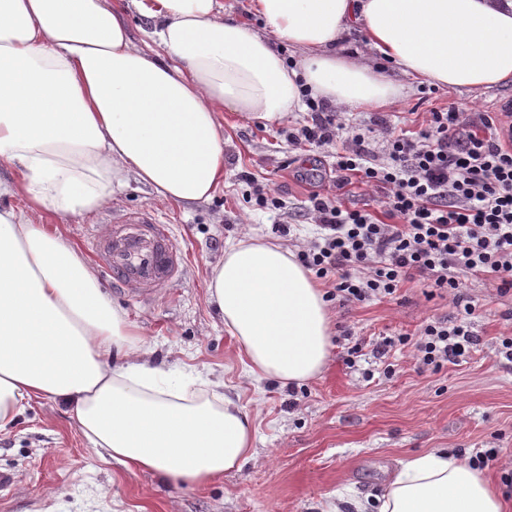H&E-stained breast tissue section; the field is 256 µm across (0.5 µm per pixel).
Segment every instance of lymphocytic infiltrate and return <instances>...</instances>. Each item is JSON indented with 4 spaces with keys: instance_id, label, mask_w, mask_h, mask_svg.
I'll return each instance as SVG.
<instances>
[{
    "instance_id": "f902f5d3",
    "label": "lymphocytic infiltrate",
    "mask_w": 512,
    "mask_h": 512,
    "mask_svg": "<svg viewBox=\"0 0 512 512\" xmlns=\"http://www.w3.org/2000/svg\"><path fill=\"white\" fill-rule=\"evenodd\" d=\"M306 105L309 118L288 132L289 144H342L337 188L361 178L382 193L389 220L312 194L309 210L323 235L302 251L301 262L319 277L335 276L345 302L395 294L415 276L452 294L455 322L434 319L415 335L383 338L378 353L411 347L431 370L467 358L481 343L471 329L479 305L462 297L461 273L494 275L501 293L512 291V145L504 142L502 119L452 106L409 135L380 114L349 126L323 102L310 98Z\"/></svg>"
}]
</instances>
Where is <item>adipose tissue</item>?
Listing matches in <instances>:
<instances>
[{
  "label": "adipose tissue",
  "mask_w": 512,
  "mask_h": 512,
  "mask_svg": "<svg viewBox=\"0 0 512 512\" xmlns=\"http://www.w3.org/2000/svg\"><path fill=\"white\" fill-rule=\"evenodd\" d=\"M254 4L260 30L222 0H0V431L48 399L128 469L188 486L240 470L254 455L249 412L142 359L124 309L36 216L97 212L132 179L178 204L207 200L224 179L220 113L274 122L304 111L306 90L341 110L389 107L407 87L388 62L451 90L512 83V0ZM131 9L150 19L152 49L133 40ZM355 30L370 53L343 54ZM207 290L250 379L322 373L331 316L291 250L244 236ZM503 509L479 470L436 448L404 460L375 498L340 495L321 512Z\"/></svg>",
  "instance_id": "ef3b65f1"
}]
</instances>
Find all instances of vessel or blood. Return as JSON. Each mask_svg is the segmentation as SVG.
I'll return each mask as SVG.
<instances>
[{"label":"vessel or blood","instance_id":"1","mask_svg":"<svg viewBox=\"0 0 512 512\" xmlns=\"http://www.w3.org/2000/svg\"><path fill=\"white\" fill-rule=\"evenodd\" d=\"M93 253L113 286L145 299L178 280L185 268L168 225L151 210L113 214L108 232L96 237Z\"/></svg>","mask_w":512,"mask_h":512}]
</instances>
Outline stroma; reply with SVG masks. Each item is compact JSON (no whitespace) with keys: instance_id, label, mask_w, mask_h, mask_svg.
<instances>
[{"instance_id":"35a3bbf8","label":"stroma","mask_w":512,"mask_h":512,"mask_svg":"<svg viewBox=\"0 0 512 512\" xmlns=\"http://www.w3.org/2000/svg\"><path fill=\"white\" fill-rule=\"evenodd\" d=\"M388 72L408 95L384 113L406 130L451 106L495 112L512 101L511 83L448 90L418 83L393 65ZM306 118L291 112L268 123L221 113L224 179L209 200L180 205L132 180L93 214L45 218L50 230L83 254L90 234L104 231L113 213L149 206L165 218L186 254L181 279L150 300L113 287L105 277L99 284L126 310L153 365L201 375L250 412L254 458L206 486H174L103 461L67 407L37 399L0 431V472L13 477L0 489V512H320L323 501L348 489L380 493L400 460L435 448L463 461L496 450L482 472L512 507V484L503 483L512 472V362L495 352L498 338L512 334V292L500 293L490 275L461 277L464 293L481 304L472 330L482 343L466 361L423 371L410 349L383 357L376 352L383 338L416 333L429 319H454L452 296H429L412 279L394 297L345 305L332 298L334 282L325 279L334 336L323 373L288 387L244 374L238 344L207 297L208 273L225 248L249 234L300 252L321 235L308 212L315 191L385 217L376 190L359 183L337 189L333 148L306 151L288 144V130ZM244 173L281 198L283 209L246 202ZM280 224L290 225V234L278 233Z\"/></svg>"}]
</instances>
